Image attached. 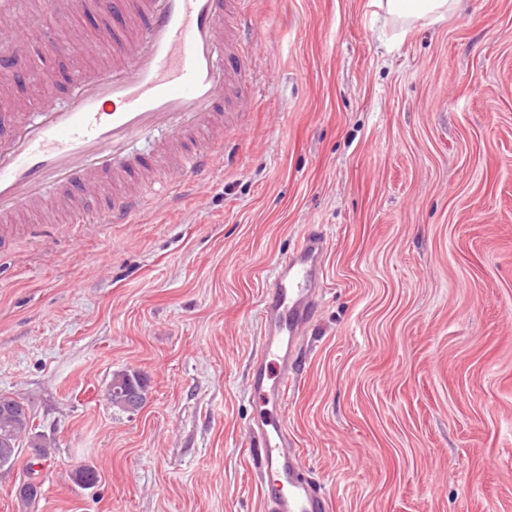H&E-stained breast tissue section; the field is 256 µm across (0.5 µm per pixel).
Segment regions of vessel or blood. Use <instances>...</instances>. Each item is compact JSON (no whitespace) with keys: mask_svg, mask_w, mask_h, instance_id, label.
<instances>
[{"mask_svg":"<svg viewBox=\"0 0 512 512\" xmlns=\"http://www.w3.org/2000/svg\"><path fill=\"white\" fill-rule=\"evenodd\" d=\"M111 12L110 27L92 39L96 60L75 69L62 104L33 110L14 104L0 113V222L10 223L49 202L77 204L83 193L104 192L109 204L99 221L130 224L175 185H156L148 174L173 166L176 174L208 176L223 148L199 138L223 126L228 113L247 111L252 95L240 90L251 34L244 0H98ZM136 25V39L124 38ZM23 0L0 15V40L27 36ZM157 136L151 156L134 141ZM325 250L308 235L300 250L281 260L261 299L263 348L252 362L249 387L272 411L248 429L251 457L262 476L264 512H328V498L306 475L283 424L295 376L298 343L316 319L315 275Z\"/></svg>","mask_w":512,"mask_h":512,"instance_id":"vessel-or-blood-1","label":"vessel or blood"}]
</instances>
